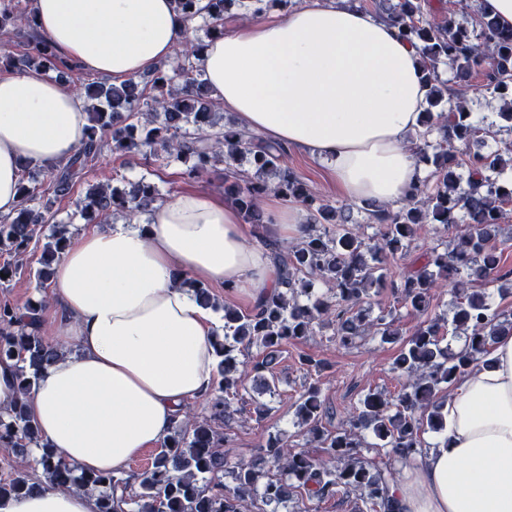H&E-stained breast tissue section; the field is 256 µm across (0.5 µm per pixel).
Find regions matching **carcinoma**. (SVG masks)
Here are the masks:
<instances>
[{
  "mask_svg": "<svg viewBox=\"0 0 512 512\" xmlns=\"http://www.w3.org/2000/svg\"><path fill=\"white\" fill-rule=\"evenodd\" d=\"M12 0H0V30L36 28L33 9L17 12ZM176 10L189 21L202 18L205 35L224 25V13L231 4L244 0H173ZM421 0H400L383 19L399 25L401 35L422 57L427 70L430 106L427 127L439 139L416 145L420 161L435 167L434 190L424 187L406 198L398 210L376 209L371 217L377 231L365 235L362 225L348 223L338 211L319 202L304 188L299 178L283 164L287 149L247 132L236 123L224 122V113L215 110L207 82L198 64L202 38L188 39L175 53L171 64L161 66L148 77L129 79L120 86L91 82L83 85L90 123L84 138L66 163L49 166L46 178L22 172L21 200L16 213L0 216V248L16 254L29 247L35 226L47 222L48 204L42 199L53 194L66 196L86 174V169L109 148L124 156L180 162L185 175L199 177L224 165V194L237 206L246 224H261V203L272 191L300 202L309 212L305 234L293 244L276 240L266 243L277 275L275 291L260 299L248 312L224 307V336L216 350L217 369L222 377L221 394L212 399L210 415L199 420L187 412L163 443L151 466L121 478L110 473H79L44 442L28 414L27 399L40 371L60 356L58 347L39 334L40 318L49 304L48 295L19 309L0 305V359L16 363L18 399L7 416H0V450L26 459L31 448H40L38 459L43 473L59 488H79L98 493L97 512H250L257 502L277 512L280 505L298 493L322 503L335 497L359 495L361 512H400L392 489L397 471L367 460L364 449L372 447L402 461L421 453V434L440 433L445 428L441 394L458 375L477 365L490 352L497 336L512 333V317L493 308L475 283L497 282L512 276L502 272L500 257L491 246L499 232L503 205L512 202V187L497 177L512 167L499 152L468 153L465 191L459 190L461 177L456 143L477 139L478 129L470 122L467 93L463 83L470 72L493 60L486 73L484 90L502 102L500 115L512 120V28L499 26L496 19L479 15L478 29L469 30L450 16L423 20ZM450 62L461 84L448 90L437 74V65ZM5 64L19 71L38 70L64 78L73 70L70 59L43 39L27 43L19 58L6 55ZM454 105L440 108L446 93ZM246 161L252 173L240 174L235 166ZM159 193L154 184L140 180L127 188L102 184L73 200L76 212L88 224H103L120 216L128 221L152 211ZM336 222V233L320 231L319 225ZM422 224L454 225L457 231L449 252L437 253L423 265L410 264L392 288L405 306L415 312L428 309L431 290L442 279L451 286L452 333L465 335V346L454 352L442 345L438 319L419 326L400 338L393 323L380 315L368 319L371 287L380 280L389 256L407 247ZM70 239L66 225L55 226L43 246L38 277L50 279V266L62 258ZM304 273L335 292L330 297H312V282L298 279ZM204 307H213L207 287L186 278ZM304 294L308 302L299 301ZM336 323L340 342L348 346L364 333L383 343L400 344L394 370L406 379L394 396L370 392L350 410L342 427L330 431L322 425L320 388L312 385L295 405L296 424L321 444L324 456L315 458L280 439L269 442L253 460H232L224 453L225 436L216 429L230 416L231 400H241L244 381H253L273 392L275 376H266L276 353L288 340L314 333L316 326ZM255 346L266 352L252 366L240 364L239 346ZM370 433L376 443L365 441ZM231 478V484L223 481ZM138 485L134 495L118 490ZM40 487L26 472L13 470L0 475V497L22 496Z\"/></svg>",
  "mask_w": 512,
  "mask_h": 512,
  "instance_id": "carcinoma-1",
  "label": "carcinoma"
}]
</instances>
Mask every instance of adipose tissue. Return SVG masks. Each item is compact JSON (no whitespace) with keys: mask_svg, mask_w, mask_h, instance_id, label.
Segmentation results:
<instances>
[{"mask_svg":"<svg viewBox=\"0 0 512 512\" xmlns=\"http://www.w3.org/2000/svg\"><path fill=\"white\" fill-rule=\"evenodd\" d=\"M37 28L81 69L119 84L172 60L189 23L170 0H34ZM210 95L239 123L327 162L342 195L396 206L417 185L411 134L427 107L423 63L396 26L350 0H303L287 15L227 23L204 42ZM85 114L70 88L28 70L0 75V214L19 206L25 164L68 160ZM219 283L258 300L276 274L248 244L231 200L189 191L72 239L52 278L65 353L28 413L78 469L119 473L163 444L214 383L216 315L182 287ZM437 443L394 488L402 512H512V335L467 370L442 407ZM96 497L47 485L0 512H96Z\"/></svg>","mask_w":512,"mask_h":512,"instance_id":"ef3b65f1","label":"adipose tissue"}]
</instances>
